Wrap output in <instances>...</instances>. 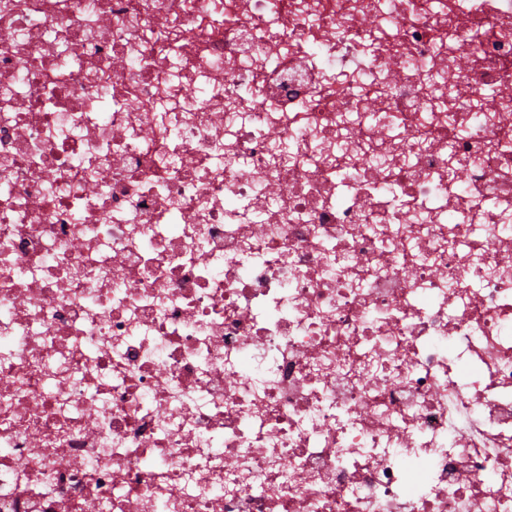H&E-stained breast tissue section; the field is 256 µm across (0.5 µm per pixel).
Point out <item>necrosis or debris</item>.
I'll return each instance as SVG.
<instances>
[{"label":"necrosis or debris","instance_id":"1","mask_svg":"<svg viewBox=\"0 0 512 512\" xmlns=\"http://www.w3.org/2000/svg\"><path fill=\"white\" fill-rule=\"evenodd\" d=\"M0 31V512H512V0Z\"/></svg>","mask_w":512,"mask_h":512}]
</instances>
